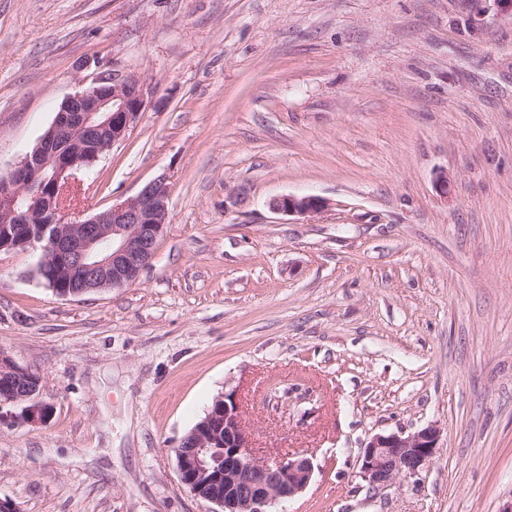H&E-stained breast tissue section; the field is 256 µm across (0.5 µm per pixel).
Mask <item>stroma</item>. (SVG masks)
Instances as JSON below:
<instances>
[{
  "label": "stroma",
  "mask_w": 512,
  "mask_h": 512,
  "mask_svg": "<svg viewBox=\"0 0 512 512\" xmlns=\"http://www.w3.org/2000/svg\"><path fill=\"white\" fill-rule=\"evenodd\" d=\"M152 87L82 176L94 214L172 184L139 281L57 296L0 253V352L51 414L0 422L18 512H209L175 450L236 391L256 453H307L275 512H502L512 502V14L459 0H0V176L62 101ZM448 175V191L436 179ZM317 195L305 217L272 198ZM442 429L420 475L368 438ZM441 428L430 423L414 432L376 433L360 457V477L372 489H390L418 476L433 461Z\"/></svg>",
  "instance_id": "stroma-1"
}]
</instances>
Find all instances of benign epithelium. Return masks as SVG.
<instances>
[{
	"label": "benign epithelium",
	"instance_id": "1",
	"mask_svg": "<svg viewBox=\"0 0 512 512\" xmlns=\"http://www.w3.org/2000/svg\"><path fill=\"white\" fill-rule=\"evenodd\" d=\"M486 2L461 0L460 5L479 23L488 11ZM150 93V85L136 75L99 78L68 96L33 149L8 175L0 176V226L8 234L12 224L45 225L42 234L29 236L20 246L40 250L41 277H74L75 287L60 292L61 297L130 285L154 258L168 217L171 185L166 178L153 179L136 196L78 221L69 219L70 209L61 207L54 194L62 182L80 185L78 174L126 138L145 112ZM325 206L317 195H281L269 202L273 212L284 216H309ZM0 374L15 383L0 389V409L20 405L23 423H45L48 407L36 400L38 390L27 386L32 372L0 353ZM440 439L436 423L407 434L376 433L360 457V477L373 489H390L427 468ZM175 453L180 481L195 496L224 485V493L204 498L214 506L210 512H273L276 505L302 494L314 471L303 454L258 457L233 392L215 401Z\"/></svg>",
	"mask_w": 512,
	"mask_h": 512
}]
</instances>
